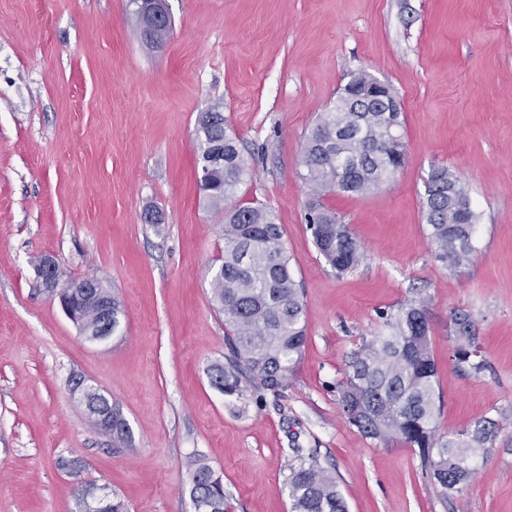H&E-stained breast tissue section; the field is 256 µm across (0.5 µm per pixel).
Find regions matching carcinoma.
Masks as SVG:
<instances>
[{"mask_svg": "<svg viewBox=\"0 0 512 512\" xmlns=\"http://www.w3.org/2000/svg\"><path fill=\"white\" fill-rule=\"evenodd\" d=\"M171 22L142 35L149 49L162 47ZM369 75L359 72L318 115L302 147L301 178L309 186L305 221L319 253L339 273L355 268L363 249L349 225L327 207L328 193L367 195L383 186L405 163L403 113L388 112L363 95ZM215 101L196 117L197 174L206 206L224 214L220 233L224 254L209 268L211 297L224 316V362L211 367L212 385L225 396L246 402L263 391L288 384L306 341L305 311L291 273L284 230L267 208L239 200L251 179L239 139ZM224 144V166L209 164L215 146ZM424 214L437 261L458 267L474 252L478 215L468 190L446 167L434 168L426 183ZM453 355L475 373L476 328L466 310L451 315ZM385 331L352 352L340 395L344 417L371 440L398 442L418 452L420 467L448 500L474 475V460L494 447L498 423L488 418L456 435L438 433L440 400L437 365L424 302L407 301L385 315ZM87 402L112 412V436L123 439L120 414L89 392ZM190 496L199 512H225L221 478L201 459L189 463ZM290 512H347L336 478L313 454H297L287 477Z\"/></svg>", "mask_w": 512, "mask_h": 512, "instance_id": "1", "label": "carcinoma"}]
</instances>
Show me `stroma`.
Segmentation results:
<instances>
[{
    "label": "stroma",
    "instance_id": "stroma-1",
    "mask_svg": "<svg viewBox=\"0 0 512 512\" xmlns=\"http://www.w3.org/2000/svg\"><path fill=\"white\" fill-rule=\"evenodd\" d=\"M147 50L129 0H0V512H76L84 484L129 512H192L188 460L224 482L227 512H290L295 449L314 451L348 512H512V0H168ZM400 99L404 167L368 195H328L365 256L339 274L304 222L302 145L352 73ZM221 101L253 178L244 191L285 230L306 312L286 389L248 403L210 382L224 319L208 269L221 213L197 185L195 122ZM467 185L470 261H436L423 201L433 167ZM162 222L146 223L148 213ZM97 277L121 326L86 339L36 265ZM424 301L441 434L498 422L495 447L451 501L416 453L343 417L348 354L381 312ZM477 322L481 373L451 359L450 314ZM85 379L126 424L113 441L74 390ZM134 1L135 0H130L129 1L130 2V6H134L135 5ZM131 14H132L133 19L135 21V26L137 27V30L140 31V33L142 35V38H143V42L146 45V47L149 48V49L161 48L164 45L165 40L170 35L171 28H172L171 20L165 22L161 27H158V28L154 29L152 34H150L148 36V35H146L145 32H143L141 30L142 13L140 11L136 10V8L134 6V9L132 10Z\"/></svg>",
    "mask_w": 512,
    "mask_h": 512
}]
</instances>
